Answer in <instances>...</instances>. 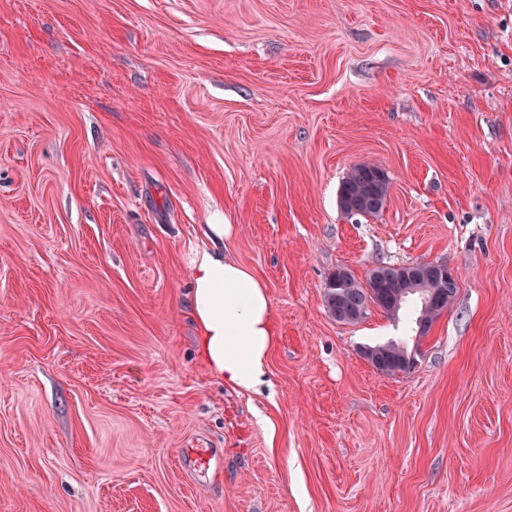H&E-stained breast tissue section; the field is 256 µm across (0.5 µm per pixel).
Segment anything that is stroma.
Returning <instances> with one entry per match:
<instances>
[{
  "instance_id": "35a3bbf8",
  "label": "stroma",
  "mask_w": 512,
  "mask_h": 512,
  "mask_svg": "<svg viewBox=\"0 0 512 512\" xmlns=\"http://www.w3.org/2000/svg\"><path fill=\"white\" fill-rule=\"evenodd\" d=\"M221 217L251 393L197 353ZM380 262L453 271L427 334L329 315ZM0 512H512V0H0ZM385 172L370 164L354 166L343 179L337 204L347 215H373L385 207L389 192ZM190 303L203 363L224 384L256 391L278 336L264 282L224 247H203L192 261ZM362 355L379 371L387 375L406 373L414 365L407 348L397 342L369 346L362 350Z\"/></svg>"
}]
</instances>
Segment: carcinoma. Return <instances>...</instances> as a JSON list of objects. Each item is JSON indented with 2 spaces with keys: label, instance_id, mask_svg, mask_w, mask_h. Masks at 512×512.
<instances>
[{
  "label": "carcinoma",
  "instance_id": "obj_1",
  "mask_svg": "<svg viewBox=\"0 0 512 512\" xmlns=\"http://www.w3.org/2000/svg\"><path fill=\"white\" fill-rule=\"evenodd\" d=\"M389 184L388 176L378 167L357 165L342 181L338 207L346 215L376 214L385 207ZM418 267L426 271V277L413 293H404L399 288L398 269L392 264L377 267L378 275H367L364 284L348 271L340 281L336 280V275H331L325 285V303L330 316L340 323L352 315L360 321L365 318L371 301L384 313L394 316L415 297L421 304L417 324L421 332H426L454 300L458 283L443 263H420ZM362 355L377 370L391 376L405 373L414 365L407 348L393 341L366 347Z\"/></svg>",
  "mask_w": 512,
  "mask_h": 512
}]
</instances>
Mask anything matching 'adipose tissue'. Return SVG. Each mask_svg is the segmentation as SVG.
I'll use <instances>...</instances> for the list:
<instances>
[{"instance_id":"ef3b65f1","label":"adipose tissue","mask_w":512,"mask_h":512,"mask_svg":"<svg viewBox=\"0 0 512 512\" xmlns=\"http://www.w3.org/2000/svg\"><path fill=\"white\" fill-rule=\"evenodd\" d=\"M190 303L206 367L237 390H257L277 340L264 282L228 254L205 247L192 261Z\"/></svg>"}]
</instances>
